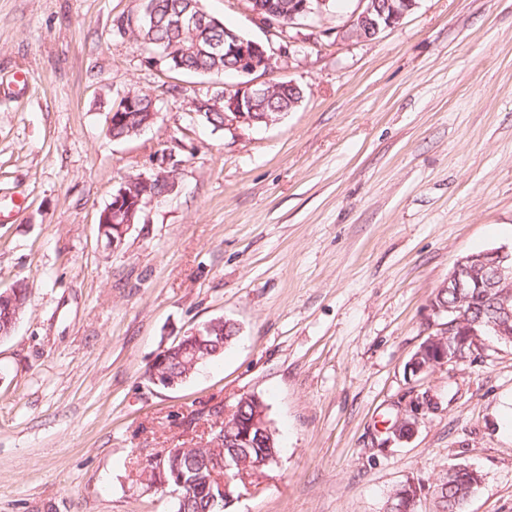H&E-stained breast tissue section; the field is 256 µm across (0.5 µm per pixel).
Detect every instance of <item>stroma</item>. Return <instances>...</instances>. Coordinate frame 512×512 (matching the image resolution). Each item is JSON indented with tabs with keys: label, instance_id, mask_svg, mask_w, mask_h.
<instances>
[{
	"label": "stroma",
	"instance_id": "1",
	"mask_svg": "<svg viewBox=\"0 0 512 512\" xmlns=\"http://www.w3.org/2000/svg\"><path fill=\"white\" fill-rule=\"evenodd\" d=\"M144 11L0 0V291L28 288L0 341V512H173L138 484L146 458L192 447L245 394L280 457L227 512H385L408 481L435 512L458 463L483 477L468 512H512V344L406 372L457 259L512 251V0H419L375 39L298 42L270 77L301 103L236 135L182 108L210 78L118 34ZM133 87L159 118L110 140L108 107ZM169 153L177 192L109 252L99 213ZM219 317L239 329L222 356L149 382L162 346ZM427 389L439 410L391 440Z\"/></svg>",
	"mask_w": 512,
	"mask_h": 512
}]
</instances>
